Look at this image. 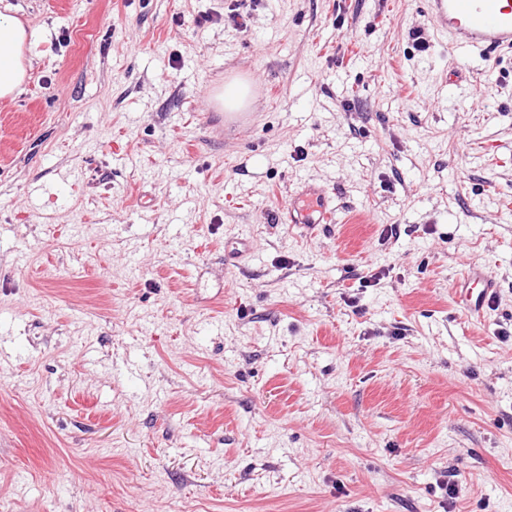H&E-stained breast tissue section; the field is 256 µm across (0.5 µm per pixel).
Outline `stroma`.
I'll use <instances>...</instances> for the list:
<instances>
[{
    "label": "stroma",
    "instance_id": "35a3bbf8",
    "mask_svg": "<svg viewBox=\"0 0 512 512\" xmlns=\"http://www.w3.org/2000/svg\"><path fill=\"white\" fill-rule=\"evenodd\" d=\"M230 3L0 0L35 53L0 100V512H512V55L471 71L420 0ZM334 204L328 191L317 183L303 181L279 208L282 224H298L306 234H314L333 224ZM459 282L461 288L455 292L457 301L472 318L480 320L485 309L496 297L495 283L485 273L482 264L476 261L463 268Z\"/></svg>",
    "mask_w": 512,
    "mask_h": 512
}]
</instances>
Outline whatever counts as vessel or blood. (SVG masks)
Listing matches in <instances>:
<instances>
[{
  "instance_id": "vessel-or-blood-1",
  "label": "vessel or blood",
  "mask_w": 512,
  "mask_h": 512,
  "mask_svg": "<svg viewBox=\"0 0 512 512\" xmlns=\"http://www.w3.org/2000/svg\"><path fill=\"white\" fill-rule=\"evenodd\" d=\"M435 35L456 50L486 58L495 52H512V0H422ZM334 205L321 185L303 181L280 206L281 221L314 234L331 224ZM457 301L474 319H481L497 294L495 283L482 264L470 262L460 276Z\"/></svg>"
}]
</instances>
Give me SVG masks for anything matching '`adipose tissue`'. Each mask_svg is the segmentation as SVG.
<instances>
[{
	"label": "adipose tissue",
	"instance_id": "1",
	"mask_svg": "<svg viewBox=\"0 0 512 512\" xmlns=\"http://www.w3.org/2000/svg\"><path fill=\"white\" fill-rule=\"evenodd\" d=\"M30 35L16 18L0 13V99L14 97L32 63L27 53Z\"/></svg>",
	"mask_w": 512,
	"mask_h": 512
}]
</instances>
